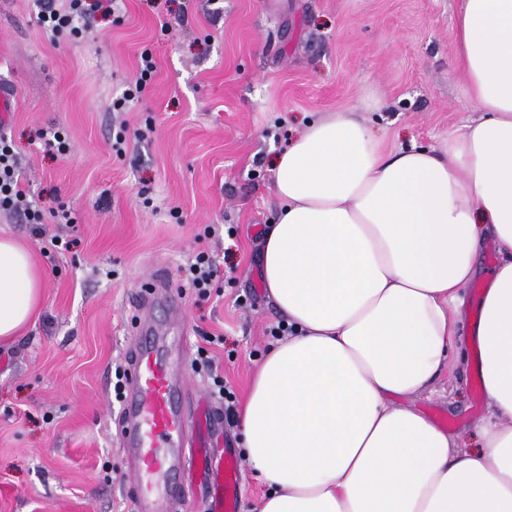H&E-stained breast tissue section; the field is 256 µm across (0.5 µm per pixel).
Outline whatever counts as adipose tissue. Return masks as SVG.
<instances>
[{
	"label": "adipose tissue",
	"mask_w": 512,
	"mask_h": 512,
	"mask_svg": "<svg viewBox=\"0 0 512 512\" xmlns=\"http://www.w3.org/2000/svg\"><path fill=\"white\" fill-rule=\"evenodd\" d=\"M454 57L477 115L446 153L387 148L341 110L273 160L259 276L290 332L239 416L271 488L259 512H512V0H459ZM489 240L501 258L470 342L491 419L470 448L411 401L460 355V293ZM43 287L0 236V342Z\"/></svg>",
	"instance_id": "obj_1"
}]
</instances>
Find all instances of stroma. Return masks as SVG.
I'll return each instance as SVG.
<instances>
[{
    "label": "stroma",
    "instance_id": "1",
    "mask_svg": "<svg viewBox=\"0 0 512 512\" xmlns=\"http://www.w3.org/2000/svg\"><path fill=\"white\" fill-rule=\"evenodd\" d=\"M457 4L125 0L124 16L99 17L94 38L77 42L51 40L34 0H0V86L13 98L0 131L12 136L21 186L47 224L37 236L0 214V234L47 271L40 309L0 344V512H125L113 373L131 342L130 301L156 271L183 291L184 267L202 249L222 292L185 294L188 341L195 349L205 334L225 336L209 352L243 405L279 321L257 267L278 208L274 156L308 119L360 108L370 93L379 106L363 118L388 146L444 150L474 112L453 61ZM145 51L154 79L131 111H113ZM54 127L66 157L38 138ZM61 206L72 223H55ZM499 258L486 242L460 336ZM476 375L457 362L413 405L471 442L486 414L473 403Z\"/></svg>",
    "mask_w": 512,
    "mask_h": 512
}]
</instances>
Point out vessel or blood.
Wrapping results in <instances>:
<instances>
[{
	"label": "vessel or blood",
	"mask_w": 512,
	"mask_h": 512,
	"mask_svg": "<svg viewBox=\"0 0 512 512\" xmlns=\"http://www.w3.org/2000/svg\"><path fill=\"white\" fill-rule=\"evenodd\" d=\"M164 303L165 321L153 308ZM182 296L159 277L137 293V330L125 353L118 434L131 483L129 512H240L242 467L224 445L223 412L193 390Z\"/></svg>",
	"instance_id": "obj_1"
}]
</instances>
